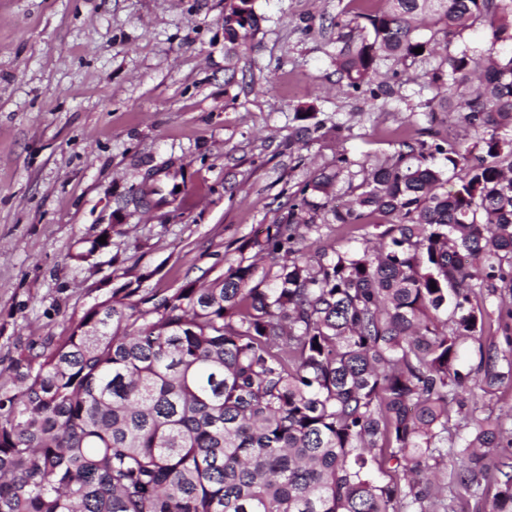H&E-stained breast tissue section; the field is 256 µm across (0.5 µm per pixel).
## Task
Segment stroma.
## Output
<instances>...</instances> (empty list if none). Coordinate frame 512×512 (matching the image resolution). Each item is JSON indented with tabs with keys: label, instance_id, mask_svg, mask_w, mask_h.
<instances>
[{
	"label": "stroma",
	"instance_id": "1",
	"mask_svg": "<svg viewBox=\"0 0 512 512\" xmlns=\"http://www.w3.org/2000/svg\"><path fill=\"white\" fill-rule=\"evenodd\" d=\"M252 6L259 26L229 60L225 0H0V383L95 303L223 274L338 154L366 167L425 126L436 58L381 64L394 93L373 100L334 64L359 38L352 0ZM308 106L324 129L303 148ZM175 182L182 203L141 196Z\"/></svg>",
	"mask_w": 512,
	"mask_h": 512
}]
</instances>
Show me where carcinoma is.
Here are the masks:
<instances>
[{
  "mask_svg": "<svg viewBox=\"0 0 512 512\" xmlns=\"http://www.w3.org/2000/svg\"><path fill=\"white\" fill-rule=\"evenodd\" d=\"M385 2L354 12L362 35L336 54L345 87L373 99L391 93L372 85L384 61L476 26L512 41V0ZM257 26L252 0H226V54ZM426 77L428 122L457 99L472 143L425 127L348 178L324 223L378 215L376 243L307 245L311 196L350 173L342 154L250 241L267 265L242 258L135 305L114 294L20 353L0 394V512H456L429 479L450 454L460 486L492 485L488 512H512V427L454 410L472 379L512 384L477 301L512 293V54L482 67L461 50Z\"/></svg>",
  "mask_w": 512,
  "mask_h": 512,
  "instance_id": "cac0c4a2",
  "label": "carcinoma"
}]
</instances>
